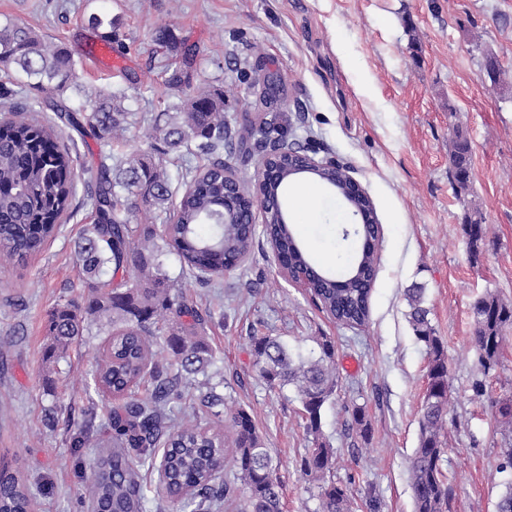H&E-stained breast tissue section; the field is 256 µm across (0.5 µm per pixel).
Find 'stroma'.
Instances as JSON below:
<instances>
[{
	"mask_svg": "<svg viewBox=\"0 0 512 512\" xmlns=\"http://www.w3.org/2000/svg\"><path fill=\"white\" fill-rule=\"evenodd\" d=\"M102 10L116 22L112 45L123 66L88 57L98 35L82 18ZM8 18L68 47L82 62L84 92L109 85L129 110L158 112L221 90L233 138L255 143L271 123L293 147L335 159L371 196L381 251L361 326L337 323L288 282L264 236L220 288L201 285L176 255L161 256L177 301L211 313L204 334L215 362L190 384L223 394L226 441L234 439L233 413H250L276 465L282 512H316L321 482L302 467L312 438L294 389H271L255 364L260 336L306 352L317 340L332 343L339 388L322 416L332 475L349 481L352 512H367L372 496L383 512H413L409 467L426 372L405 295L415 285L425 290L448 358L446 512H496L512 482L504 466L512 433L496 407L512 398V327L498 366L483 372L471 304L488 292L512 304V0H0V21ZM162 26L172 43L157 42ZM182 71L189 82L172 86ZM458 131L472 147L462 196L448 176V144ZM60 138L76 158L77 210L39 255L0 268V455L16 459L34 512H92L81 493L93 463L112 449L108 412L116 401L84 385L108 326L92 324L48 368L46 314L57 303L83 302L74 244L91 222L86 190L102 152L164 161L174 177L199 161L164 151L139 124L106 146L67 127ZM475 209L487 226L476 260L461 230ZM341 230L334 203L321 194L314 247L337 258ZM357 407L367 430L354 420ZM90 416L89 442L72 447Z\"/></svg>",
	"mask_w": 512,
	"mask_h": 512,
	"instance_id": "obj_1",
	"label": "stroma"
}]
</instances>
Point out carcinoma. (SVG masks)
Segmentation results:
<instances>
[{"label": "carcinoma", "mask_w": 512, "mask_h": 512, "mask_svg": "<svg viewBox=\"0 0 512 512\" xmlns=\"http://www.w3.org/2000/svg\"><path fill=\"white\" fill-rule=\"evenodd\" d=\"M87 26L93 31L112 29V16L94 12ZM0 70L7 83L0 96L20 88L23 96L10 107V120L0 128V267L24 261L43 250L69 219L77 195V175L70 148L58 141L59 124L82 135L109 142L112 135L143 120L122 105L125 96L101 90L95 97L74 101L64 98L78 90L77 61L66 47L11 19L0 22ZM45 106L54 116L39 118L36 107ZM167 117L154 118L155 139L170 149L182 148L189 155H203L209 165L185 170L190 178L173 210L176 224L138 225L129 214L139 204L170 210L171 177L162 163H147L104 156L95 183L87 194L94 221L83 230L78 258L86 274L87 295L83 305L58 304L47 314V344L43 360L51 365L79 343L88 319L107 320L112 330L95 355L92 385L97 391L129 396L112 408V452L94 467L85 486L92 507L98 512H144V494L136 479L129 450L151 457L164 448V492H184L180 509L202 512L218 509L228 499L239 500V512H282L279 483L269 449L263 446L249 413L233 416L236 436L233 463L241 485L216 483L224 469V435L188 421L169 423L170 404L183 398L180 379L195 376L213 361V351L201 336L202 317L197 309L174 304L171 284L158 256L167 248L207 283L223 277L224 259L251 252L256 228L249 224L224 223V153L232 149L224 123V98L209 93L169 106ZM450 176L455 190L470 187L472 148L462 133H455L449 146ZM278 209L265 211L262 233L281 258L293 267L306 265L294 230L278 223ZM470 256L478 259L485 240V225L478 211L462 224ZM362 245L345 271L347 281L359 267L372 263L380 238L357 229ZM112 274V288H101V278ZM312 295L336 321L362 325L370 311L375 280L373 268L347 288L336 287L337 277L312 276ZM423 288L407 289L410 323L417 341L426 348V388L419 418L418 446L411 458L410 473L414 512H443L452 490L445 482L441 462L447 452L440 433L450 402L448 360L440 337L424 305ZM475 344L483 371L497 364L512 325V305L486 293L472 305ZM168 354L178 376L156 360L157 352ZM255 364L269 387H296L306 427L315 447L304 457L307 472L323 480L318 512H350L347 485L327 478L334 451L321 441L322 415L336 394L339 376L334 347L325 341L319 354H303L288 342L262 336L254 346ZM152 385L148 398L136 397L143 382ZM208 414L220 418L224 397L213 387L198 397ZM31 498L27 481L13 462L0 459V512H29Z\"/></svg>", "instance_id": "cac0c4a2"}]
</instances>
